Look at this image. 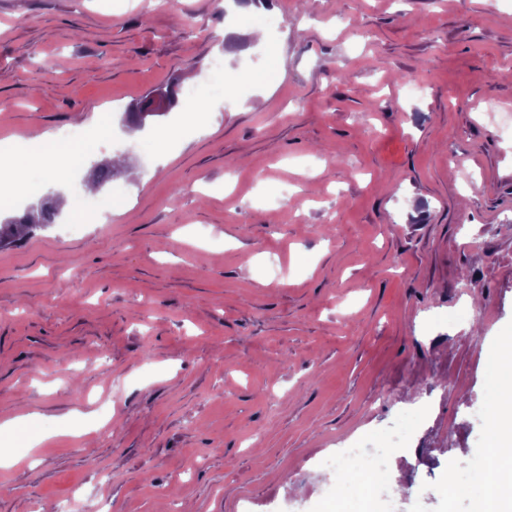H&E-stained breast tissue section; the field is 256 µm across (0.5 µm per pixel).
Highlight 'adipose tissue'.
Wrapping results in <instances>:
<instances>
[{
  "mask_svg": "<svg viewBox=\"0 0 512 512\" xmlns=\"http://www.w3.org/2000/svg\"><path fill=\"white\" fill-rule=\"evenodd\" d=\"M89 140L80 135L43 132L40 135L0 146V168L15 171L12 184L0 187V209L10 206L14 197L23 193L21 172L27 163L35 162L46 172L79 163L89 151ZM490 360L496 377V404L486 424L487 447L475 459L473 467L455 476V483L472 494H484L491 488L512 485V336L498 337Z\"/></svg>",
  "mask_w": 512,
  "mask_h": 512,
  "instance_id": "1",
  "label": "adipose tissue"
}]
</instances>
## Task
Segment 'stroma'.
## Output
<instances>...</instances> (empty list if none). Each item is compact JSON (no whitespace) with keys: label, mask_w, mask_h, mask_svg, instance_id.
Instances as JSON below:
<instances>
[{"label":"stroma","mask_w":512,"mask_h":512,"mask_svg":"<svg viewBox=\"0 0 512 512\" xmlns=\"http://www.w3.org/2000/svg\"><path fill=\"white\" fill-rule=\"evenodd\" d=\"M0 0V141L107 122L127 213L0 250V512H284L316 462L413 421L406 512L472 450L512 333V0ZM235 90L172 145L131 104ZM277 68L276 84L263 74ZM259 263H252V256ZM468 278H461V271ZM150 358H143V349ZM269 13L270 10L267 7V3L263 1H261L258 6L250 4L244 8L242 18L245 19L243 24L245 33L256 37L259 42H262L265 31L263 20ZM167 91L164 89H160L157 93L152 96V104L149 106L150 102L148 101V97L141 99L135 105H132L127 112L124 113V126L128 131L140 130L144 128L145 124H141L139 120V116L141 112L139 110L144 109L142 112H145L144 115L154 114L153 116H161L166 114V106H167ZM149 106V107H148ZM148 107V108H147ZM162 112V113H161ZM161 113V114H157ZM149 116V117H153Z\"/></svg>","instance_id":"1"}]
</instances>
